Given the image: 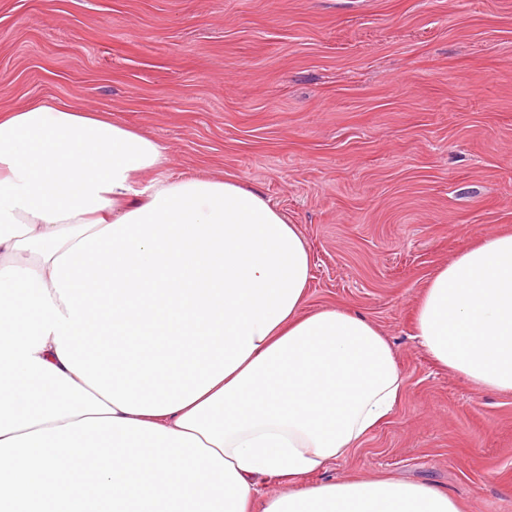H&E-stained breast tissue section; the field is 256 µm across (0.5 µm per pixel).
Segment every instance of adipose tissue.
<instances>
[{"mask_svg":"<svg viewBox=\"0 0 512 512\" xmlns=\"http://www.w3.org/2000/svg\"><path fill=\"white\" fill-rule=\"evenodd\" d=\"M167 161L105 114L0 113V512H461L424 484H310L399 402L393 349L307 308V242L260 191L141 182ZM413 330L512 393V233L438 268Z\"/></svg>","mask_w":512,"mask_h":512,"instance_id":"obj_1","label":"adipose tissue"}]
</instances>
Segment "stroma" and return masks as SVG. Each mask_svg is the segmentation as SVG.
Masks as SVG:
<instances>
[{"instance_id": "1", "label": "stroma", "mask_w": 512, "mask_h": 512, "mask_svg": "<svg viewBox=\"0 0 512 512\" xmlns=\"http://www.w3.org/2000/svg\"><path fill=\"white\" fill-rule=\"evenodd\" d=\"M52 99L261 191L312 252L307 305L360 313L404 382L311 483L433 486L512 512V393L414 336L425 281L512 232V0H0V111Z\"/></svg>"}]
</instances>
